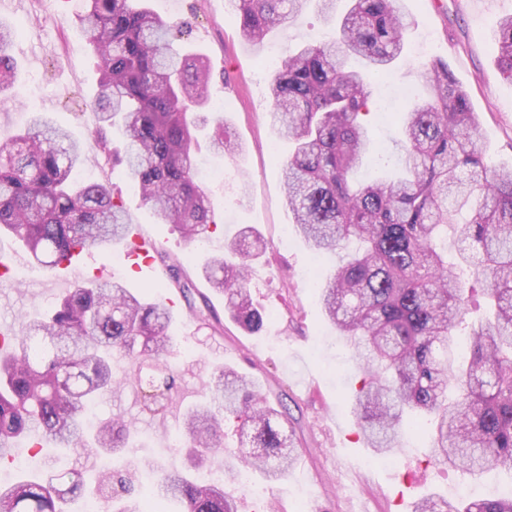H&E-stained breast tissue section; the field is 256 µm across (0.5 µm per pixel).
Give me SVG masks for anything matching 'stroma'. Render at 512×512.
<instances>
[{
    "mask_svg": "<svg viewBox=\"0 0 512 512\" xmlns=\"http://www.w3.org/2000/svg\"><path fill=\"white\" fill-rule=\"evenodd\" d=\"M163 17L184 22L188 31L183 50L204 54L211 66L209 100L241 149L218 157L206 137L196 146L198 162L223 171L222 180L207 183L217 230L203 248L185 244L170 225L158 223L152 210L125 176L90 156L79 169L87 183L111 184L122 198L129 223L156 241L159 249L184 259L197 291V308H209L224 323L216 335L207 322L190 319L186 304L173 310L169 328L172 346L165 363L176 384L163 413L146 409L130 363L114 358L113 370L123 386L99 399V418L133 421L137 450L125 474L137 492L149 477L144 465L180 466L181 449L171 447L186 411L204 401L215 366L224 365L252 379L271 403H284L294 420L295 461L286 479L271 481L262 472L251 475L249 489L225 478L224 494L237 512H412L430 495L456 500L460 487L472 494L496 498L512 492V474L489 470L480 475L437 465L428 436L405 429L386 457H377L358 427L354 395L361 385L355 351L327 319L314 281L332 276L339 255L315 256L292 228L285 205L280 158L288 143L273 129L270 84L274 68L271 49L295 50L307 40L332 35L347 0H336V14L327 18L310 8L292 24L275 28L259 44L240 35L231 0H151ZM409 27L406 50L388 79L372 89L371 102L390 100L393 88L408 89L406 100L393 103L389 118L371 111L368 120L376 146L394 152L398 118L410 100L427 96L423 71L413 50L430 37L428 59L447 63L466 90L481 140L494 163L512 164V79L497 63V22L512 15V0H398ZM82 0H0V22L15 27L10 55L17 65L14 89L0 93V133L20 131L40 113L55 125L86 141L97 127L90 105L98 91L99 74L93 50L81 32ZM36 112H28L27 104ZM246 227L264 238L267 249L254 261L247 288L252 302L266 317L261 331L245 333L224 310V296L201 274L208 255L223 253L224 244ZM88 268L105 267L131 292L148 295L165 277L161 263L151 271H136L120 243L86 251ZM51 283L45 269L34 268L19 282L0 285V329L20 328L29 317L51 310L65 296Z\"/></svg>",
    "mask_w": 512,
    "mask_h": 512,
    "instance_id": "35a3bbf8",
    "label": "stroma"
}]
</instances>
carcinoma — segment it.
I'll return each instance as SVG.
<instances>
[{
    "label": "carcinoma",
    "mask_w": 512,
    "mask_h": 512,
    "mask_svg": "<svg viewBox=\"0 0 512 512\" xmlns=\"http://www.w3.org/2000/svg\"><path fill=\"white\" fill-rule=\"evenodd\" d=\"M144 0H84L82 33L93 46L99 130L119 125L126 166L144 204L184 242L200 244L216 225L213 202L194 173L196 132L205 116L189 106L208 102L210 66L178 50L183 31ZM242 37L259 43L288 25L309 0H238ZM407 22L396 0H351L329 40L313 39L286 55L270 86V118L292 153L281 160L293 224L309 247L341 258L319 285L329 321L348 337L366 379L356 402L362 432L380 455L395 447L411 412L430 420L434 461L481 474L512 473V167L497 168L477 133L468 95L441 62H423L429 96L401 116L403 175L355 183L351 174L372 151L364 116L373 83L404 50ZM14 32L0 25V89L14 78L7 53ZM498 64L512 78V17L497 26ZM367 71L351 68V57ZM214 153L238 149L214 120ZM88 148L41 117L21 133L0 138V234L20 239L32 260L52 268L71 252L120 239L126 224L112 186L83 184L76 170ZM453 229L458 261L448 260L444 234ZM265 250L241 232L204 272L224 294V309L250 332L264 326L251 307L247 274ZM169 278L193 315L181 266L160 254ZM485 297L487 315L468 321L469 304ZM171 313L162 299L133 294L119 281L90 280L47 316L30 320L17 347L0 356V448L22 450L34 433L58 448L110 454L128 448L131 426L101 420L88 432L94 398L112 393V356L137 368L141 389L167 400L174 377L158 361L170 345ZM470 342V359L456 366V338ZM235 415L252 427L237 449L251 469L271 480L288 476L293 456L282 452L288 411H280L245 376L212 373L206 404L190 409L181 431L189 466L162 471L155 493L131 498V482L103 464L94 497L105 512H154L151 498L177 500L184 512H234L224 480L199 483L191 471L224 449L221 422ZM85 491L78 471H45L0 488V512H67ZM414 512H512V498L472 501L460 508L428 497Z\"/></svg>",
    "instance_id": "1"
}]
</instances>
